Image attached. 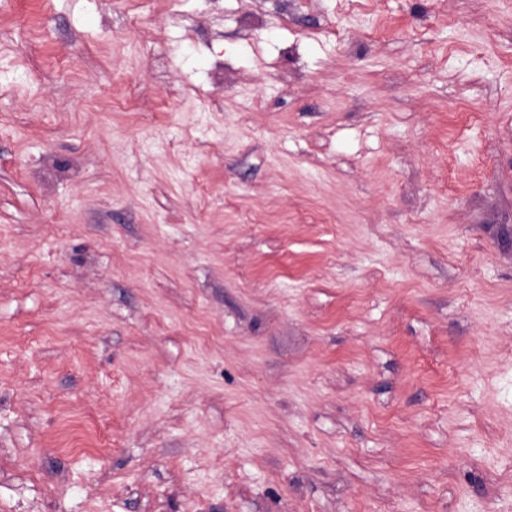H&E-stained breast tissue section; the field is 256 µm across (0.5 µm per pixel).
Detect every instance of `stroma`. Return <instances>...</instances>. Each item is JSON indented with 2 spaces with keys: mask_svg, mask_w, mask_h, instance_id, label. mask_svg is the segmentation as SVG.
<instances>
[{
  "mask_svg": "<svg viewBox=\"0 0 512 512\" xmlns=\"http://www.w3.org/2000/svg\"><path fill=\"white\" fill-rule=\"evenodd\" d=\"M0 512H512V0H0Z\"/></svg>",
  "mask_w": 512,
  "mask_h": 512,
  "instance_id": "1",
  "label": "stroma"
}]
</instances>
